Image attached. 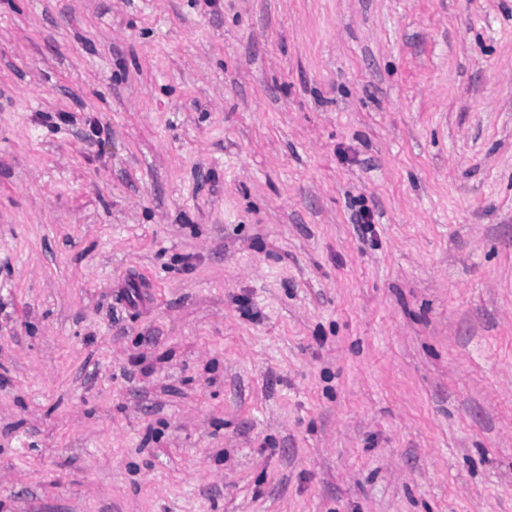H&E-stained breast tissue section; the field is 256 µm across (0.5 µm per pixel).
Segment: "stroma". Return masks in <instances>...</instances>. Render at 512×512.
Here are the masks:
<instances>
[{
  "label": "stroma",
  "mask_w": 512,
  "mask_h": 512,
  "mask_svg": "<svg viewBox=\"0 0 512 512\" xmlns=\"http://www.w3.org/2000/svg\"><path fill=\"white\" fill-rule=\"evenodd\" d=\"M0 512H512V0H0Z\"/></svg>",
  "instance_id": "stroma-1"
}]
</instances>
